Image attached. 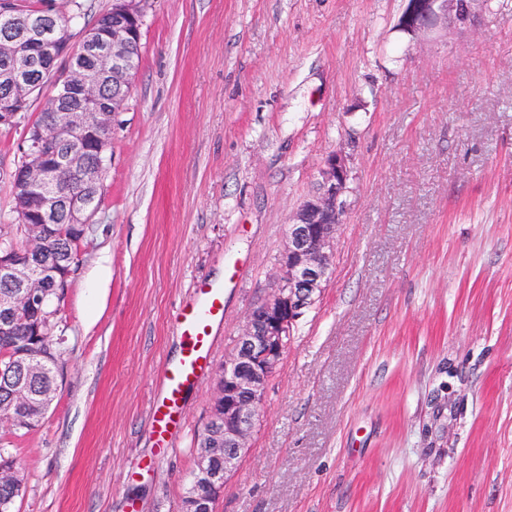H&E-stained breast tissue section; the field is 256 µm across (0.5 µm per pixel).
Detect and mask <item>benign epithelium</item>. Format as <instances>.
Wrapping results in <instances>:
<instances>
[{
    "instance_id": "7a95c632",
    "label": "benign epithelium",
    "mask_w": 512,
    "mask_h": 512,
    "mask_svg": "<svg viewBox=\"0 0 512 512\" xmlns=\"http://www.w3.org/2000/svg\"><path fill=\"white\" fill-rule=\"evenodd\" d=\"M484 0H405L398 29L413 39L439 27L472 28ZM146 0H112V24L106 33L86 32L79 48L71 50L68 27L54 15L27 21L22 37L0 39V58L9 63L3 79L22 83L37 55L51 64L66 58L52 74L54 94L45 103L47 117L26 125L25 163L11 173L15 208L22 223L33 222L25 236L27 254L41 256L55 235L59 217L73 226H89L94 201L103 187V168L91 162L104 156L112 143V120L118 112L117 92L131 88L137 68L127 49L141 44ZM112 84V103L99 97L103 83ZM350 166L347 156L334 151L319 170L316 192L303 201L288 225L278 260L276 288L250 311L234 352L224 361L222 381L212 401L223 411L222 421L207 424L212 441L197 453L199 485L188 512H213L227 476L248 450V442L263 405L269 378L279 366L288 338L305 310L326 287L332 273L334 243L343 223ZM0 277L12 291L0 295V309L31 313L43 302L42 290L58 280V272L13 258V249L0 247ZM57 388L33 392L19 378L11 388L15 405L52 403ZM224 461V473L213 469Z\"/></svg>"
}]
</instances>
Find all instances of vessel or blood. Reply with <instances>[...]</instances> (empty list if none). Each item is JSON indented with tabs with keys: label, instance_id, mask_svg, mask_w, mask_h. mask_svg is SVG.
<instances>
[{
	"label": "vessel or blood",
	"instance_id": "1",
	"mask_svg": "<svg viewBox=\"0 0 512 512\" xmlns=\"http://www.w3.org/2000/svg\"><path fill=\"white\" fill-rule=\"evenodd\" d=\"M224 318V289L218 285L197 288L195 298L177 317L181 355L163 366L161 394L150 411L159 440H167L181 426V411L188 390L202 385L211 371L213 328Z\"/></svg>",
	"mask_w": 512,
	"mask_h": 512
}]
</instances>
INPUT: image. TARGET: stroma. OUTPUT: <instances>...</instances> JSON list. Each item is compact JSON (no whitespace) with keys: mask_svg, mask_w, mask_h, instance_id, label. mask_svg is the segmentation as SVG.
I'll return each instance as SVG.
<instances>
[{"mask_svg":"<svg viewBox=\"0 0 512 512\" xmlns=\"http://www.w3.org/2000/svg\"><path fill=\"white\" fill-rule=\"evenodd\" d=\"M414 40L404 0H150L104 196L53 318L57 395L0 427L15 512H180L215 378L158 457L176 317L224 274L213 365L286 227L349 159L332 276L293 329L214 512H512V0ZM72 44L112 0H53ZM22 128L0 129V226Z\"/></svg>","mask_w":512,"mask_h":512,"instance_id":"stroma-1","label":"stroma"}]
</instances>
